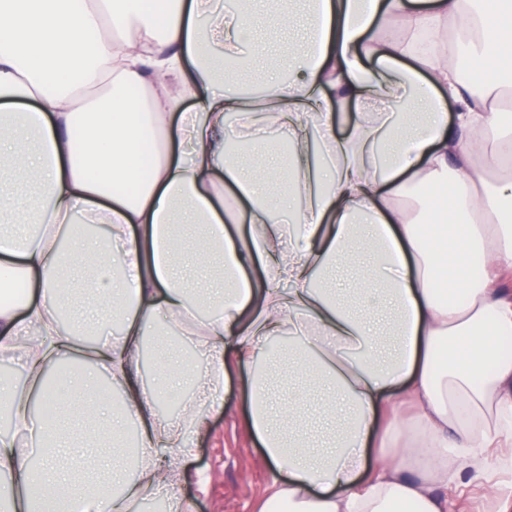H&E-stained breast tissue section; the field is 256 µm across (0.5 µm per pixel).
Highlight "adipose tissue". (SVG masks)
I'll list each match as a JSON object with an SVG mask.
<instances>
[{
  "label": "adipose tissue",
  "mask_w": 512,
  "mask_h": 512,
  "mask_svg": "<svg viewBox=\"0 0 512 512\" xmlns=\"http://www.w3.org/2000/svg\"><path fill=\"white\" fill-rule=\"evenodd\" d=\"M208 11L166 0L160 29L153 0H0V212L16 219L0 288H25L0 304V353L25 355L22 378L0 380V512H131L158 495L187 512L176 463L234 362L288 512H448L452 485L512 512V356L496 346L512 335V124L496 85L448 62L511 67L512 0H312L284 74L260 72L254 37L297 27L291 12ZM231 118L247 157L225 150ZM78 263L97 300L85 315L60 278ZM188 315L202 364L162 342L144 381L143 337ZM283 363L333 390L310 411L328 433L300 424V402L272 405ZM52 377L122 405L95 432L38 418ZM166 396L177 423L158 418Z\"/></svg>",
  "instance_id": "adipose-tissue-1"
}]
</instances>
